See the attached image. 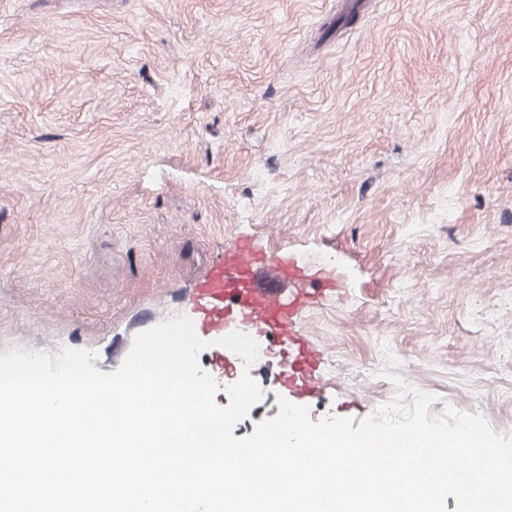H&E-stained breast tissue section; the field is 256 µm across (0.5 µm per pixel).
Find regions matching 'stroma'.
<instances>
[{
  "instance_id": "obj_1",
  "label": "stroma",
  "mask_w": 512,
  "mask_h": 512,
  "mask_svg": "<svg viewBox=\"0 0 512 512\" xmlns=\"http://www.w3.org/2000/svg\"><path fill=\"white\" fill-rule=\"evenodd\" d=\"M233 244L335 284L312 421L512 434V0H0V353L116 371Z\"/></svg>"
}]
</instances>
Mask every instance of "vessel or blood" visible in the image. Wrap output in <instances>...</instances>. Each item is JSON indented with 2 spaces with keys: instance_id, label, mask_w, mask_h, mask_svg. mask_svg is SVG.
I'll return each mask as SVG.
<instances>
[{
  "instance_id": "1",
  "label": "vessel or blood",
  "mask_w": 512,
  "mask_h": 512,
  "mask_svg": "<svg viewBox=\"0 0 512 512\" xmlns=\"http://www.w3.org/2000/svg\"><path fill=\"white\" fill-rule=\"evenodd\" d=\"M284 279L295 294L290 303L283 302L273 288ZM314 289L308 276L286 255L271 254L262 261L250 247H228L199 284V325L220 338L228 323L238 321L293 345L296 356L283 385L290 395L307 399L321 390V352L300 331Z\"/></svg>"
}]
</instances>
